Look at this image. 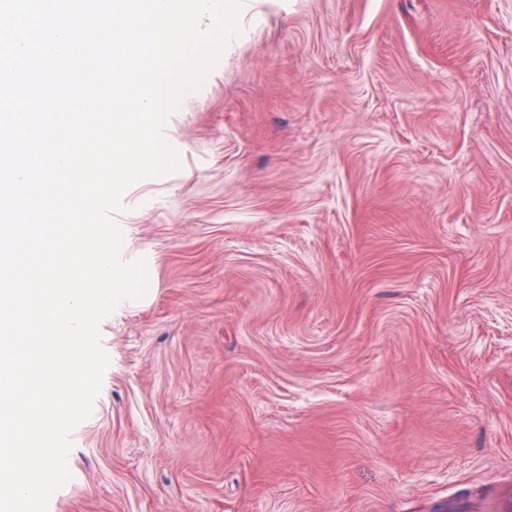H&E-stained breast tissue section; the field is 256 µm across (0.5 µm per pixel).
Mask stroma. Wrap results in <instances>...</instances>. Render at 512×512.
Segmentation results:
<instances>
[{
  "mask_svg": "<svg viewBox=\"0 0 512 512\" xmlns=\"http://www.w3.org/2000/svg\"><path fill=\"white\" fill-rule=\"evenodd\" d=\"M123 195L147 290L47 512H512V0H243Z\"/></svg>",
  "mask_w": 512,
  "mask_h": 512,
  "instance_id": "obj_1",
  "label": "stroma"
}]
</instances>
